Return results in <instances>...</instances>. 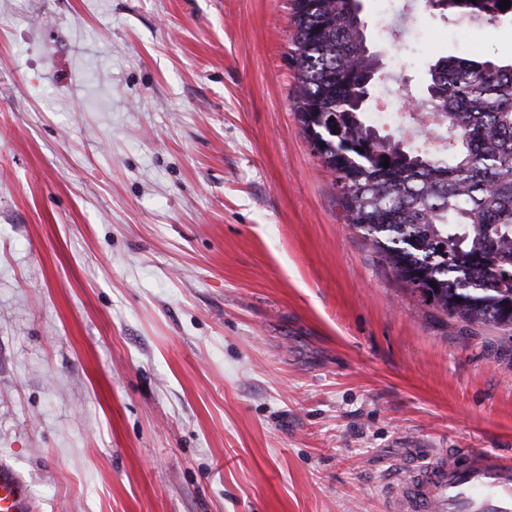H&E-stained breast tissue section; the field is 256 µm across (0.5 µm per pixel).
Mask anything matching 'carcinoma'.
I'll list each match as a JSON object with an SVG mask.
<instances>
[{
  "instance_id": "1",
  "label": "carcinoma",
  "mask_w": 512,
  "mask_h": 512,
  "mask_svg": "<svg viewBox=\"0 0 512 512\" xmlns=\"http://www.w3.org/2000/svg\"><path fill=\"white\" fill-rule=\"evenodd\" d=\"M431 1L459 20H512L502 0ZM360 12L361 0H294L303 130L348 223L422 303L512 333V60L439 57L422 107L447 128V145L392 138L369 121L380 74Z\"/></svg>"
}]
</instances>
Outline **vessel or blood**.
I'll use <instances>...</instances> for the list:
<instances>
[{
    "mask_svg": "<svg viewBox=\"0 0 512 512\" xmlns=\"http://www.w3.org/2000/svg\"><path fill=\"white\" fill-rule=\"evenodd\" d=\"M394 512H512V456L476 448L438 453L413 465L395 491ZM24 475L0 457V512H35Z\"/></svg>",
    "mask_w": 512,
    "mask_h": 512,
    "instance_id": "b4317fda",
    "label": "vessel or blood"
}]
</instances>
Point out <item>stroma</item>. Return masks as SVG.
<instances>
[{
  "label": "stroma",
  "mask_w": 512,
  "mask_h": 512,
  "mask_svg": "<svg viewBox=\"0 0 512 512\" xmlns=\"http://www.w3.org/2000/svg\"><path fill=\"white\" fill-rule=\"evenodd\" d=\"M363 0L410 128L512 24ZM293 0H0V455L38 512H382L398 464L512 451V340L412 296L294 108Z\"/></svg>",
  "instance_id": "stroma-1"
}]
</instances>
